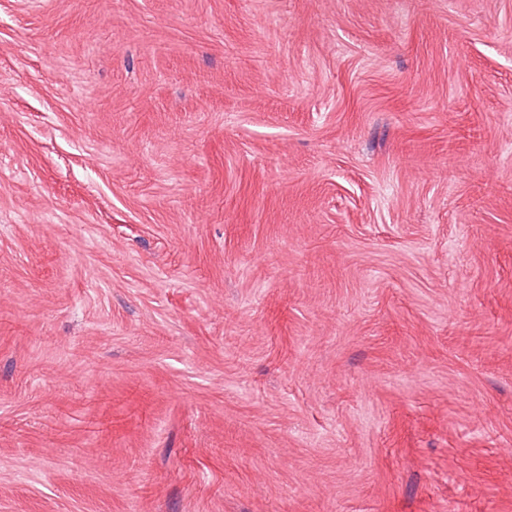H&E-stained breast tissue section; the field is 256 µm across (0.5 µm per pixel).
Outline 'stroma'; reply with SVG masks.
<instances>
[{
  "mask_svg": "<svg viewBox=\"0 0 512 512\" xmlns=\"http://www.w3.org/2000/svg\"><path fill=\"white\" fill-rule=\"evenodd\" d=\"M0 512H512V0H0Z\"/></svg>",
  "mask_w": 512,
  "mask_h": 512,
  "instance_id": "35a3bbf8",
  "label": "stroma"
}]
</instances>
